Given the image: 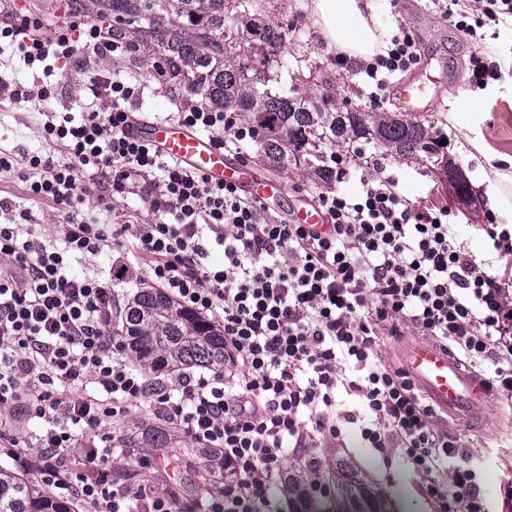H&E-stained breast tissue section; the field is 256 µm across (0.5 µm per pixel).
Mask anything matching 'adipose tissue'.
Listing matches in <instances>:
<instances>
[{
  "label": "adipose tissue",
  "instance_id": "adipose-tissue-1",
  "mask_svg": "<svg viewBox=\"0 0 512 512\" xmlns=\"http://www.w3.org/2000/svg\"><path fill=\"white\" fill-rule=\"evenodd\" d=\"M303 8L329 54L357 65L387 47V33L377 23L376 0H305Z\"/></svg>",
  "mask_w": 512,
  "mask_h": 512
}]
</instances>
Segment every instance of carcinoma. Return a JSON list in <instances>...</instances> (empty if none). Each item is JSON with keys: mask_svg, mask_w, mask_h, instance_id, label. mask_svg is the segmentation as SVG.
I'll list each match as a JSON object with an SVG mask.
<instances>
[{"mask_svg": "<svg viewBox=\"0 0 512 512\" xmlns=\"http://www.w3.org/2000/svg\"><path fill=\"white\" fill-rule=\"evenodd\" d=\"M68 12L109 23L106 35L127 48L124 58L151 60V74L171 92L201 97V104L237 112L257 132V152L274 169L293 164L317 182L336 180V145L364 141L399 158L436 166L440 141L408 113L336 107V84L315 90L280 86L288 67L281 53L288 30L264 18L256 0H67ZM125 350L153 369L224 367V332L183 308L159 288H144L121 312ZM125 448H169L170 432L144 421L120 439ZM326 483L336 512H388L366 477L340 460L288 465L292 512H328L315 499ZM0 512H71L45 487L0 460Z\"/></svg>", "mask_w": 512, "mask_h": 512, "instance_id": "1", "label": "carcinoma"}]
</instances>
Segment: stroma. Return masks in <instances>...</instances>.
I'll use <instances>...</instances> for the list:
<instances>
[{"label":"stroma","instance_id":"stroma-1","mask_svg":"<svg viewBox=\"0 0 512 512\" xmlns=\"http://www.w3.org/2000/svg\"><path fill=\"white\" fill-rule=\"evenodd\" d=\"M67 0H0V25L15 22L24 14L42 18V35L73 22L66 8ZM261 13L272 23L299 28L300 38H288L283 52L293 62L287 81L300 83L310 73L335 80L337 96L357 105H367L364 93L365 79L359 67L337 65L327 54L310 28L301 7V0H257ZM451 0H378L377 17L388 33L405 28L419 43L423 59L430 69L444 73L447 84L442 87V98L433 102L424 117L430 133L444 138V151L459 162L467 175L472 191L479 199L477 205L461 207L449 201L448 184L438 173L428 171L417 161L382 155L373 146H364L358 155L347 158L350 169H363L377 178L393 177L399 191L411 202L433 209H448L454 222L453 231L459 243L487 259L492 274L512 279V256L487 255L484 224L494 222L512 225V211H505L493 200L487 183L490 167L489 153L512 157V75L492 82L486 91L476 93L468 86V57L474 51L473 43L465 41L445 18ZM88 67L110 73L112 77L137 80L147 90L143 98L133 101L131 109L140 117L153 119L155 114L174 116L178 109L188 106L190 98H175L161 93L151 76V63L140 60L131 64L121 58L98 59L88 57ZM0 79L18 82L34 94L27 99H11L0 94V150L14 154L18 169L24 168L25 154L44 149V124L48 117L70 116L73 121L82 118L85 75L73 60L57 61L51 73L28 69L11 52L0 53ZM49 87L48 98L36 96L40 87ZM240 158L253 168L264 171L274 181L285 184L290 195L310 199L319 187L307 177L303 169L288 166L273 170L267 167L253 145L247 144L239 152ZM152 177H144L134 194L116 200L111 221L115 224H148L155 216L151 208ZM0 197L9 200L14 208L31 212L35 234L52 229L53 225L67 223L65 212L47 200L32 199L25 182L16 173L0 172ZM442 428L459 437L464 448L481 461L480 485L489 512H512V498H506L504 488L512 482V410L500 405L496 397H489L485 420L474 427H465L452 419L442 421ZM345 455H348L382 491L391 512H438L437 505L424 493L422 482L406 469L397 455H382L365 447L356 433L345 436ZM207 476L202 460L180 458L165 471L153 475L152 480L161 490L176 492L175 512H186L197 499L195 488Z\"/></svg>","mask_w":512,"mask_h":512}]
</instances>
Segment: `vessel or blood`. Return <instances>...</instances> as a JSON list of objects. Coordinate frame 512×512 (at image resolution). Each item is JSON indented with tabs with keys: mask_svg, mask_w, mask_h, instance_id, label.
<instances>
[{
	"mask_svg": "<svg viewBox=\"0 0 512 512\" xmlns=\"http://www.w3.org/2000/svg\"><path fill=\"white\" fill-rule=\"evenodd\" d=\"M440 84L437 78L409 81L399 85L398 93L408 111L418 113L428 98L438 94ZM136 133L164 156L200 173L209 182L234 186L263 206L288 195L282 183L269 182L247 163L234 161L211 138L189 127L143 122ZM400 364L430 407L455 419H464L488 395L481 378L463 370L448 348L433 340L416 338L407 342L400 353Z\"/></svg>",
	"mask_w": 512,
	"mask_h": 512,
	"instance_id": "obj_1",
	"label": "vessel or blood"
}]
</instances>
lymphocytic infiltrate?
<instances>
[{"label":"lymphocytic infiltrate","mask_w":512,"mask_h":512,"mask_svg":"<svg viewBox=\"0 0 512 512\" xmlns=\"http://www.w3.org/2000/svg\"><path fill=\"white\" fill-rule=\"evenodd\" d=\"M450 21L467 40L470 87L486 90L501 71L487 65L493 44L478 32L512 19V0H477ZM41 18L0 28L26 66L119 53L99 28L75 41L68 26L40 37ZM408 32L366 65L367 98L381 107L388 80L418 64ZM85 113L44 126L49 152L28 156L31 197L69 216L63 249L35 237L28 211L0 224V446L16 468L35 473L82 512H172L175 496L132 474L114 475L111 430L133 408H146L193 447L217 453L224 487L198 501V512H283L272 501L288 456L316 461L318 449L356 426L367 447L393 452L422 480L443 512H487L478 469L459 439L438 429L432 410L403 370L383 361V337L403 328L449 343L478 367L490 391L512 408V283L458 245L447 210L412 204L392 179L361 178L350 196L320 192L325 231L279 218L230 185L165 158L133 131L139 81L87 73ZM181 125L213 133L223 149L252 142L234 112L194 106ZM154 176L150 224L87 220L94 203L112 201ZM222 248L224 260L210 255ZM109 255L112 275L73 272L74 255ZM196 315L224 330V368L155 378L125 353L118 332L119 287L129 260ZM354 402L339 410L338 397ZM39 429L27 431L30 420Z\"/></svg>","instance_id":"f902f5d3"}]
</instances>
